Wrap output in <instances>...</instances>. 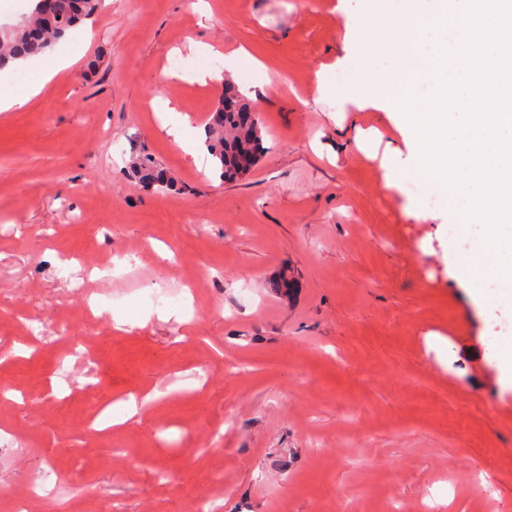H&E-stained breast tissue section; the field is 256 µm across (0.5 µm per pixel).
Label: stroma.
<instances>
[{
	"label": "stroma",
	"instance_id": "1",
	"mask_svg": "<svg viewBox=\"0 0 512 512\" xmlns=\"http://www.w3.org/2000/svg\"><path fill=\"white\" fill-rule=\"evenodd\" d=\"M208 2L104 0L79 59L0 112V512L34 470L56 512H512V308L474 303L442 203L384 186L403 134L336 92L359 0ZM238 46L271 83L265 152L228 182L160 106L203 129L224 87L197 75ZM139 150L179 192L130 182ZM165 112H169L172 115L171 119L169 120L171 128L168 132L174 135L176 141L183 142L184 146H187L188 153L194 155L200 146V141L197 135L190 140L185 138V133L188 128L187 117L182 116L180 113H178L179 111L169 106H166Z\"/></svg>",
	"mask_w": 512,
	"mask_h": 512
}]
</instances>
